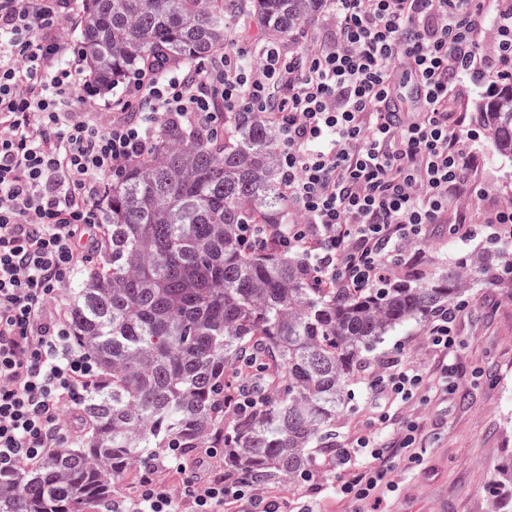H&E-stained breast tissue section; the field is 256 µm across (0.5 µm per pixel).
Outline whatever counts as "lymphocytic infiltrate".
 Wrapping results in <instances>:
<instances>
[{
	"mask_svg": "<svg viewBox=\"0 0 512 512\" xmlns=\"http://www.w3.org/2000/svg\"><path fill=\"white\" fill-rule=\"evenodd\" d=\"M71 11V0H0L2 473L58 447L64 413L98 374L71 341L61 292L103 249L110 178L146 159L168 120L199 129L247 104L262 112L280 137L288 222L243 225V238L304 255L316 287L358 292L415 265L433 225L457 234L460 188L484 165L461 102L512 84V0H329V36L302 49L271 42L252 63L228 50L203 69L147 59L103 121L74 103L93 78L64 34ZM410 81L419 96L396 111L390 98ZM132 107L140 120L127 119ZM369 378L386 407L343 449L350 476L336 485L358 505L381 490L393 450L416 441L414 424L393 428L389 405L432 388L401 359ZM213 456L168 459L194 512H271L247 481L208 475Z\"/></svg>",
	"mask_w": 512,
	"mask_h": 512,
	"instance_id": "obj_1",
	"label": "lymphocytic infiltrate"
}]
</instances>
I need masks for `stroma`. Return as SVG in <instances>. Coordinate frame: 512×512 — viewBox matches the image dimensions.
Segmentation results:
<instances>
[{"mask_svg":"<svg viewBox=\"0 0 512 512\" xmlns=\"http://www.w3.org/2000/svg\"><path fill=\"white\" fill-rule=\"evenodd\" d=\"M485 167L478 186L495 200L512 199V155L485 144ZM466 236L452 238L436 225L421 247L420 272L431 274L468 260L489 243L467 226ZM468 305L455 325V344L448 357V394L422 392L394 408L396 424L414 422L419 457L396 456L389 475L394 489H381L369 512H492L488 488L499 464L512 459V285L474 284ZM428 321L415 322L385 336L368 356L369 367L398 356L430 368L434 353ZM353 402L336 417V445L348 447L355 433L371 423L377 402L364 376L351 384ZM347 474L346 466L328 467L307 484L287 480L255 484L256 494L273 501L279 512L306 505L312 512H355V504L336 498L332 486Z\"/></svg>","mask_w":512,"mask_h":512,"instance_id":"1","label":"stroma"}]
</instances>
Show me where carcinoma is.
<instances>
[{
	"label": "carcinoma",
	"mask_w": 512,
	"mask_h": 512,
	"mask_svg": "<svg viewBox=\"0 0 512 512\" xmlns=\"http://www.w3.org/2000/svg\"><path fill=\"white\" fill-rule=\"evenodd\" d=\"M257 23L284 36L324 0H251ZM224 0H86L76 54L97 86L122 83L145 58L204 66L224 48ZM495 150L512 155V89L479 106ZM274 126L233 113L230 129L163 126L147 159L112 177L111 260L78 278L74 344L100 379L87 391L92 432L17 474L0 473V512H81L111 501L112 480L173 448L224 449V471L253 483L300 481L336 460V414L350 381L390 331L464 302L475 282H512V261L469 264L336 296L315 288L306 260L241 236L244 224H281ZM266 365L282 395L236 408L227 373ZM234 412L224 424V409ZM490 486L512 512V467Z\"/></svg>",
	"instance_id": "1"
}]
</instances>
